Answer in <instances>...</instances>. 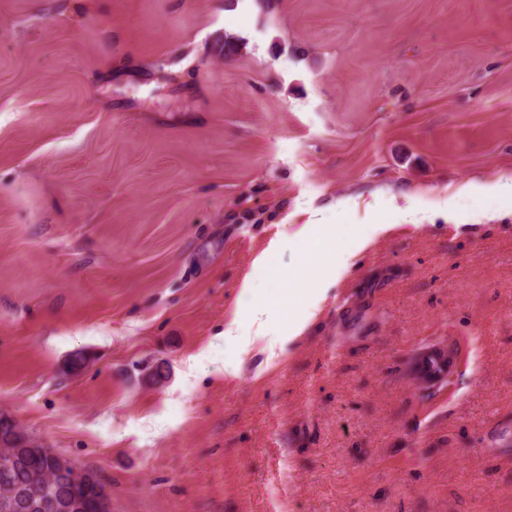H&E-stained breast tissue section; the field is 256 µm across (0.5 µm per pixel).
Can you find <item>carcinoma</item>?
Returning a JSON list of instances; mask_svg holds the SVG:
<instances>
[{"instance_id": "carcinoma-1", "label": "carcinoma", "mask_w": 512, "mask_h": 512, "mask_svg": "<svg viewBox=\"0 0 512 512\" xmlns=\"http://www.w3.org/2000/svg\"><path fill=\"white\" fill-rule=\"evenodd\" d=\"M448 359L433 353L422 359L418 371L425 380L444 372ZM68 459L49 455L29 439L26 429L0 414V512H33L32 504L45 498L52 503L47 512H71L75 502L80 512H103L102 482H74L65 467Z\"/></svg>"}]
</instances>
